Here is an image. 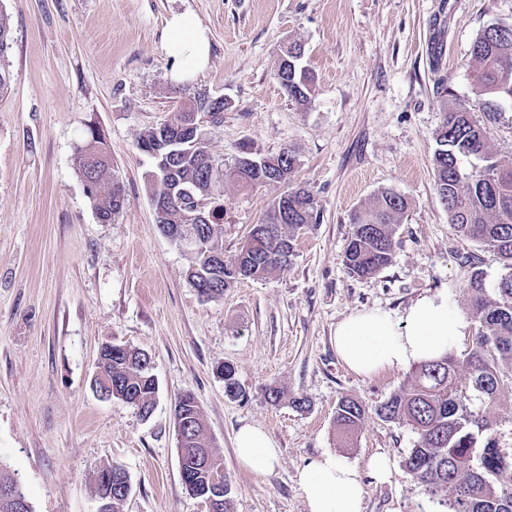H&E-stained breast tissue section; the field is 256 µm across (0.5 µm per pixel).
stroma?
<instances>
[{
    "mask_svg": "<svg viewBox=\"0 0 512 512\" xmlns=\"http://www.w3.org/2000/svg\"><path fill=\"white\" fill-rule=\"evenodd\" d=\"M186 11L208 31L210 62L184 87L224 99L210 152L229 165L244 147L257 158L292 151L291 181L320 212L298 231L287 270L236 280L211 301L187 278L189 254L156 223L146 189L154 162L138 147L182 102L165 41L169 17ZM0 14L11 27L0 64L14 75L0 97V466L33 512H96V475L112 463L130 479L122 512H206L179 474L173 414L186 392L221 459L229 512H308L297 475L324 452L358 468L361 512H444L400 468L411 428L375 413L407 370L355 375L333 339L353 311L396 318L425 294L468 313V257L498 275V256L450 226L432 156L446 108L439 81L471 98V44L488 25L512 24V0H0ZM291 42L314 76L306 106L274 74ZM91 127L125 188L109 224L77 170ZM384 190L408 209L390 264L358 278L343 265L350 217ZM278 193L225 183V263ZM112 343L150 356L159 383L150 418L91 390L99 351ZM227 364L244 397L225 395ZM269 386L285 400L271 403ZM344 397L368 411L349 445L335 426ZM245 425L277 447L270 472L239 464ZM377 453L397 466L390 481L368 472Z\"/></svg>",
    "mask_w": 512,
    "mask_h": 512,
    "instance_id": "stroma-1",
    "label": "stroma"
}]
</instances>
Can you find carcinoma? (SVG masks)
<instances>
[{"instance_id": "obj_1", "label": "carcinoma", "mask_w": 512, "mask_h": 512, "mask_svg": "<svg viewBox=\"0 0 512 512\" xmlns=\"http://www.w3.org/2000/svg\"><path fill=\"white\" fill-rule=\"evenodd\" d=\"M472 98L461 100L448 87V111L436 136L432 163L437 192L448 212V223L464 239L473 240L495 253L502 272L488 280L475 260H468L467 289L470 312L477 327L472 347L462 358L450 352L437 360L412 366L407 385L381 403L375 412L385 421L411 426L414 447L402 461L413 481L433 496L444 495L440 503L447 512H512V448H501L487 436L493 423V408L505 389L503 366L512 368V161L499 157L490 145L486 126L497 121L506 106L512 107V24L487 26L474 39L471 49ZM289 98L311 103V78L280 82ZM204 111L215 117L224 112V98L196 92L175 112L174 118L148 130L139 147L148 153L163 135L175 136L185 114ZM155 167H173L172 180L184 192L167 204L163 224L185 223L204 201L211 213L207 224L197 225L205 250L191 255L188 278L207 283L215 280L210 257L224 255L220 244L224 224V199L208 196L211 178L221 172L224 162L197 147L186 146L169 157H153ZM81 178L96 176L89 194L97 213L109 220L122 205L112 195V161L100 132L91 127L78 149ZM228 178L243 188L263 186L250 170L229 169ZM288 206V224L270 236L254 227L241 246L234 264L220 267L224 287L238 277L259 279L288 266L293 256V232L320 220L311 192L291 186L276 196L262 219L271 223L276 207ZM408 207L407 200L394 192L382 191L368 207L353 213L352 234L344 253L348 273L356 277L377 274L390 264L394 234ZM100 369L111 379L112 390L121 393L128 405L149 413L155 405L158 382L147 366V354L124 345L103 347ZM470 374L462 385L459 371ZM224 393L231 399L245 396L235 369L224 365ZM176 412L195 424L192 441L180 447L179 465L193 474L192 494L202 497L211 481L224 478L219 457L206 437L205 419L191 393L183 394ZM366 413L357 400L343 398L336 409V429L348 440L360 428ZM483 443H478L479 437ZM209 460L198 466V455ZM112 484L96 479V495L112 490V512H119L129 491L121 489L125 470L118 464L105 466Z\"/></svg>"}]
</instances>
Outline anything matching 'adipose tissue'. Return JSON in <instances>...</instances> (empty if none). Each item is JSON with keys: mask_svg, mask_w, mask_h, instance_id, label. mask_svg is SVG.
Returning <instances> with one entry per match:
<instances>
[{"mask_svg": "<svg viewBox=\"0 0 512 512\" xmlns=\"http://www.w3.org/2000/svg\"><path fill=\"white\" fill-rule=\"evenodd\" d=\"M166 28L170 76L188 81L209 63L207 32L189 13L171 15ZM470 327L466 316L449 307L447 297L434 293L418 298L396 321L374 309L352 312L336 326V353L352 372L371 376L437 359L451 352ZM236 454L256 474L270 471L278 459L265 431L251 425L238 431ZM298 483L309 512H361L364 488L357 471L335 454L309 463L299 472Z\"/></svg>", "mask_w": 512, "mask_h": 512, "instance_id": "1", "label": "adipose tissue"}]
</instances>
